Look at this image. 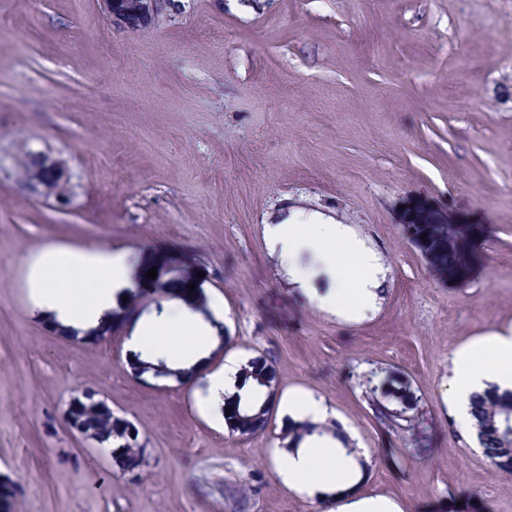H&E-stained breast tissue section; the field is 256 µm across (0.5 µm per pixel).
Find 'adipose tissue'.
Instances as JSON below:
<instances>
[{
  "label": "adipose tissue",
  "instance_id": "ef3b65f1",
  "mask_svg": "<svg viewBox=\"0 0 512 512\" xmlns=\"http://www.w3.org/2000/svg\"><path fill=\"white\" fill-rule=\"evenodd\" d=\"M268 239L278 251L289 275L304 293L314 294L320 306L340 307L352 313L373 306L380 273L376 255L344 224L318 214L300 213L287 223L269 225ZM311 252L332 288L313 293L311 274L294 264L302 251ZM93 286L83 295H73L76 277ZM131 277L126 255L109 251L49 248L29 265L28 290L33 305L52 314L69 330L96 325L111 311L117 295ZM211 325L187 309L172 306L158 317L138 324L125 343L127 355L156 353L171 363L188 366L204 359L215 345ZM449 388L453 397L468 406L474 393L490 387L512 390V331L485 336L455 351ZM240 358L225 359L223 368L208 376V400L221 402L225 395L253 397V383L242 382ZM344 436L312 434L298 447L280 452L276 469L288 487L323 502L329 512H400L384 497H360L356 487L364 468L344 446Z\"/></svg>",
  "mask_w": 512,
  "mask_h": 512
}]
</instances>
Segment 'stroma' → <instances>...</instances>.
Segmentation results:
<instances>
[{
    "label": "stroma",
    "instance_id": "35a3bbf8",
    "mask_svg": "<svg viewBox=\"0 0 512 512\" xmlns=\"http://www.w3.org/2000/svg\"><path fill=\"white\" fill-rule=\"evenodd\" d=\"M40 154L65 166L56 192L25 178ZM295 210L375 252L373 308L341 315L289 278L266 228ZM50 246L129 254L105 337L74 338L31 304L28 265ZM172 304L223 336L207 369L261 358L277 394L323 400L370 458L358 494L402 512H480L490 497L512 512V474L449 392L453 353L512 329V0H170L136 32L100 0H0L12 512H327L275 470L279 413L239 437L203 407L205 379L132 375L126 337ZM385 382L413 396L397 431L366 398ZM85 389L137 428V476L67 430L63 404Z\"/></svg>",
    "mask_w": 512,
    "mask_h": 512
}]
</instances>
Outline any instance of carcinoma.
Listing matches in <instances>:
<instances>
[{"label":"carcinoma","instance_id":"cac0c4a2","mask_svg":"<svg viewBox=\"0 0 512 512\" xmlns=\"http://www.w3.org/2000/svg\"><path fill=\"white\" fill-rule=\"evenodd\" d=\"M134 366L147 374L153 369L163 368L169 374L175 369L168 366L165 359L148 355L143 359L135 355ZM245 379H254L260 385L272 388L275 379L274 368L260 358L249 360L243 367ZM369 404L376 407L388 422L392 430H397L404 420L405 405L408 401L406 391L385 389L381 396L368 398ZM224 415L227 430L232 435L250 438L266 430L268 425V407L251 404L241 406L240 400H228L220 407ZM469 412L472 417V427L483 456L499 469L512 473V391L499 392L498 389H487L474 394L470 399ZM88 429L104 439V444L112 448L114 458L133 462L143 460L144 447L138 442H130L126 436V420L115 416L109 408H102L95 404L83 406L81 412ZM336 432L339 424L331 422L319 426L308 422L300 423L288 432L281 435L286 446L300 441L304 435L317 429Z\"/></svg>","mask_w":512,"mask_h":512}]
</instances>
